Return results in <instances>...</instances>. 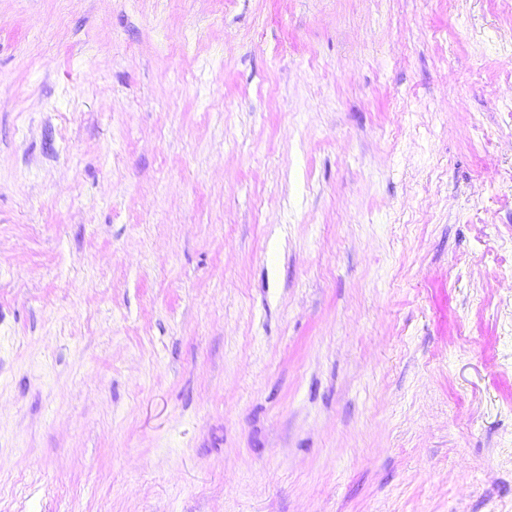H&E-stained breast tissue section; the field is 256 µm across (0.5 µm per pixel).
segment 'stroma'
I'll return each instance as SVG.
<instances>
[{"instance_id": "obj_1", "label": "stroma", "mask_w": 512, "mask_h": 512, "mask_svg": "<svg viewBox=\"0 0 512 512\" xmlns=\"http://www.w3.org/2000/svg\"><path fill=\"white\" fill-rule=\"evenodd\" d=\"M0 512H512V0H0Z\"/></svg>"}]
</instances>
